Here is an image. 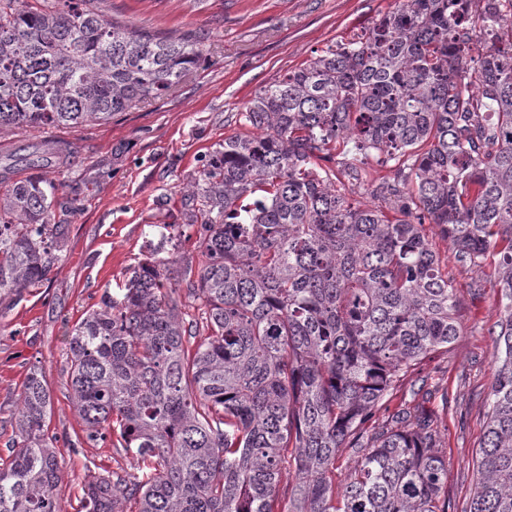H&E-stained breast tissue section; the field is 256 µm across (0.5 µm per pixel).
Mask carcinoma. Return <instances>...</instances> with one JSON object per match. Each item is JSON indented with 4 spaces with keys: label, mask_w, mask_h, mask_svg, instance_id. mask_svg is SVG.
I'll use <instances>...</instances> for the list:
<instances>
[{
    "label": "carcinoma",
    "mask_w": 512,
    "mask_h": 512,
    "mask_svg": "<svg viewBox=\"0 0 512 512\" xmlns=\"http://www.w3.org/2000/svg\"><path fill=\"white\" fill-rule=\"evenodd\" d=\"M475 40L486 50L472 66ZM203 57L198 40L108 21L87 0H0V127L107 121L161 98ZM244 118L252 131L210 153L181 222L153 225L169 255L131 267L69 331L86 438L114 439L135 466L89 484L81 512H448L442 416L413 398L375 419L411 367L460 335L426 224L460 263L500 255L466 512H512V0H396L256 93ZM58 154L17 161L50 167ZM372 163L383 175L369 178ZM345 177L388 207L350 202ZM56 190L32 179L0 194V295L44 285L60 261ZM184 238L201 262L185 266L183 295ZM52 403L33 368L0 512H58Z\"/></svg>",
    "instance_id": "carcinoma-1"
}]
</instances>
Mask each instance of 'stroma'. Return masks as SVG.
<instances>
[{
    "label": "stroma",
    "mask_w": 512,
    "mask_h": 512,
    "mask_svg": "<svg viewBox=\"0 0 512 512\" xmlns=\"http://www.w3.org/2000/svg\"><path fill=\"white\" fill-rule=\"evenodd\" d=\"M395 0H93L106 20L167 36L193 38L207 60L153 102L105 123L76 128H0V167L14 181H55L54 221L68 227L65 249L44 286L0 298V461L12 453L17 399L27 374L44 371L53 397L49 430L59 438L60 512H78L84 488L131 460L111 443L91 444L69 398L68 333L127 269L158 243L153 227L180 218L184 187L210 152L243 132L242 114L261 88L328 46L345 43L392 10ZM68 144L57 168L10 165L12 155L47 141ZM425 233L453 283L458 339L426 360L403 390L376 411H396L412 391L444 418L448 512H465L493 381L492 335L501 320L499 257L457 262L434 225Z\"/></svg>",
    "instance_id": "obj_1"
}]
</instances>
